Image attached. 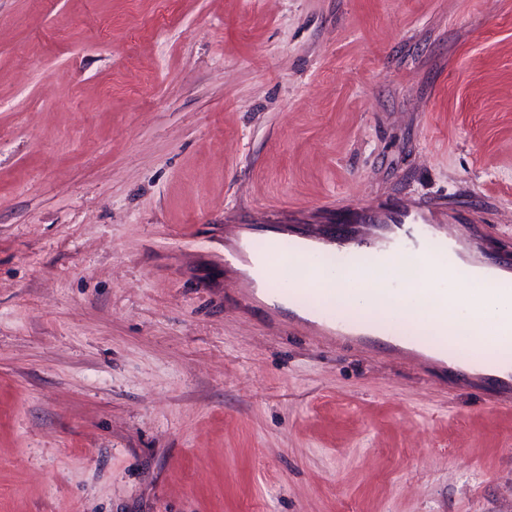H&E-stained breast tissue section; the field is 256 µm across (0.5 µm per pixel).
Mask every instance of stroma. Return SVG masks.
<instances>
[{
  "label": "stroma",
  "instance_id": "stroma-1",
  "mask_svg": "<svg viewBox=\"0 0 512 512\" xmlns=\"http://www.w3.org/2000/svg\"><path fill=\"white\" fill-rule=\"evenodd\" d=\"M394 198L512 255V0H0V512H512V406L224 265ZM292 320L295 325L303 326L318 343L336 340V344H340L347 340H356V336H360V333L350 323L336 316H327L321 321H312L298 314Z\"/></svg>",
  "mask_w": 512,
  "mask_h": 512
}]
</instances>
